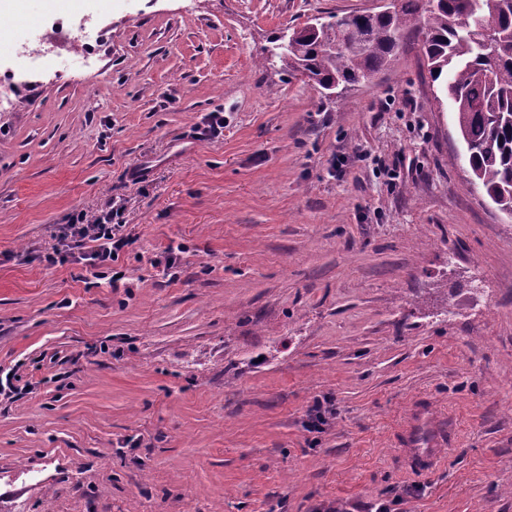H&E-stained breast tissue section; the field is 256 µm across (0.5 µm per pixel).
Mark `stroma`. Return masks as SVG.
<instances>
[{
	"instance_id": "stroma-1",
	"label": "stroma",
	"mask_w": 512,
	"mask_h": 512,
	"mask_svg": "<svg viewBox=\"0 0 512 512\" xmlns=\"http://www.w3.org/2000/svg\"><path fill=\"white\" fill-rule=\"evenodd\" d=\"M20 3L12 35H104L0 104V512H512V216L418 38L336 98L257 62L378 0ZM115 196L136 242L104 276L47 265ZM417 400L454 428L424 476Z\"/></svg>"
}]
</instances>
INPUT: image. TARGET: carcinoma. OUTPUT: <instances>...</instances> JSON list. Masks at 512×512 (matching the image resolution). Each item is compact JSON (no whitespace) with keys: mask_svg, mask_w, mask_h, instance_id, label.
Masks as SVG:
<instances>
[{"mask_svg":"<svg viewBox=\"0 0 512 512\" xmlns=\"http://www.w3.org/2000/svg\"><path fill=\"white\" fill-rule=\"evenodd\" d=\"M333 19L317 33L307 26L277 37L262 66L278 62L331 92L379 73L408 33L421 30L430 78L451 104L472 181L512 213V0H395L389 11L350 18L345 46L335 50L327 43ZM486 24L496 30L491 45Z\"/></svg>","mask_w":512,"mask_h":512,"instance_id":"obj_1","label":"carcinoma"}]
</instances>
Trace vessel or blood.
<instances>
[{
	"instance_id": "1",
	"label": "vessel or blood",
	"mask_w": 512,
	"mask_h": 512,
	"mask_svg": "<svg viewBox=\"0 0 512 512\" xmlns=\"http://www.w3.org/2000/svg\"><path fill=\"white\" fill-rule=\"evenodd\" d=\"M450 441V429L426 401L415 403L400 427L396 442L403 450V465L410 472H426L439 460Z\"/></svg>"
}]
</instances>
